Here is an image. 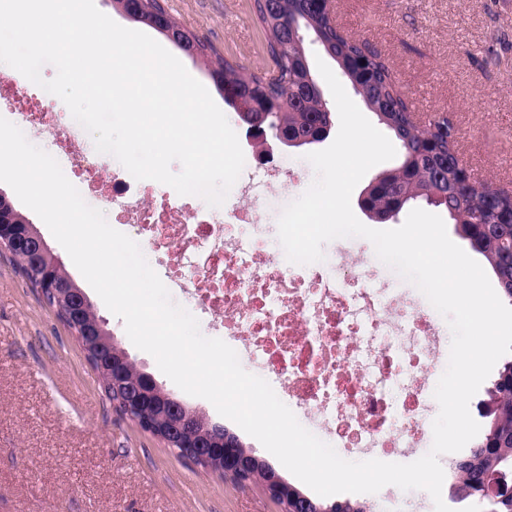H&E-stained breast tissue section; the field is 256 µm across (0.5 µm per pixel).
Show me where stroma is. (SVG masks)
<instances>
[{"instance_id":"1","label":"stroma","mask_w":512,"mask_h":512,"mask_svg":"<svg viewBox=\"0 0 512 512\" xmlns=\"http://www.w3.org/2000/svg\"><path fill=\"white\" fill-rule=\"evenodd\" d=\"M338 24L367 41L393 71L422 117H452L475 177L512 193V0H332ZM170 15L245 71L265 67L254 0H164ZM188 72L222 105L241 138L246 129L215 85L214 57L183 58ZM305 149L274 161L281 176L264 213L263 235L280 251L278 219L315 179ZM62 257L117 346L168 391L175 384L136 348L122 319L89 287L51 232ZM369 512H434L423 490L389 485L362 497ZM0 512H281L262 487L235 484L179 459L123 415L69 328L0 248Z\"/></svg>"}]
</instances>
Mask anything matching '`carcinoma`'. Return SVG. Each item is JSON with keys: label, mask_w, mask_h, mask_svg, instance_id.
Returning a JSON list of instances; mask_svg holds the SVG:
<instances>
[{"label": "carcinoma", "mask_w": 512, "mask_h": 512, "mask_svg": "<svg viewBox=\"0 0 512 512\" xmlns=\"http://www.w3.org/2000/svg\"><path fill=\"white\" fill-rule=\"evenodd\" d=\"M255 14L266 37L271 71L245 73L237 62L218 58L214 73L224 102L239 120L261 119L281 128L291 138H308L320 126L333 122L311 71L304 34L341 68L362 96L367 108L391 133L400 148L396 167L375 176L365 187L371 207L393 218L403 207L418 201L443 208L459 236L487 262L500 295L512 302V195L474 177L464 160L453 119L444 112L420 123L381 55L343 30L332 10L316 0H254ZM160 0H140L133 20L153 26V17L165 13ZM173 28L198 58L213 51L193 30L172 21ZM49 259L39 257V268L21 267L31 285L42 291L49 305L76 284L67 277L47 279ZM490 405L481 412L483 433L469 454L458 459L448 481L459 486L458 502L482 503L481 490L495 480L502 497V512H512V361L499 373L490 392ZM313 503L330 512H367L363 502Z\"/></svg>", "instance_id": "cac0c4a2"}]
</instances>
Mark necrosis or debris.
Masks as SVG:
<instances>
[{
	"label": "necrosis or debris",
	"mask_w": 512,
	"mask_h": 512,
	"mask_svg": "<svg viewBox=\"0 0 512 512\" xmlns=\"http://www.w3.org/2000/svg\"><path fill=\"white\" fill-rule=\"evenodd\" d=\"M2 98L38 101L41 113L21 112L20 129L38 124L53 136L65 176L92 207L123 213L155 249L175 244L165 286L196 312L220 316L221 336L241 343L290 398L337 432V454L419 447L436 363L432 314L405 299L400 279L373 277L343 259L296 265L266 253L263 238L239 234L238 225L260 223L278 169L245 165L222 206L192 208L123 168L103 183L108 155L76 148L60 121L63 105L32 82L0 79Z\"/></svg>",
	"instance_id": "1"
}]
</instances>
